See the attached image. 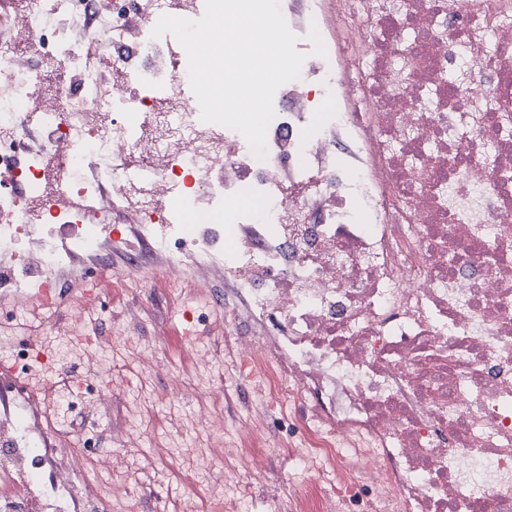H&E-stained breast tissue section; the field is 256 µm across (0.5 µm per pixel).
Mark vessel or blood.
I'll return each mask as SVG.
<instances>
[{
    "label": "vessel or blood",
    "instance_id": "vessel-or-blood-1",
    "mask_svg": "<svg viewBox=\"0 0 512 512\" xmlns=\"http://www.w3.org/2000/svg\"><path fill=\"white\" fill-rule=\"evenodd\" d=\"M108 280L62 282L38 289L18 318L0 320V380L30 398L53 437L66 441L93 435L95 442L120 449L148 463L161 455L139 435L109 434L105 397L146 381L150 367L139 361L141 344L114 338L111 350L121 367L102 368L99 344L104 338L100 307L111 296ZM175 332L182 344L195 345L223 326L221 301L181 289ZM211 486L172 497L157 494L154 512H202Z\"/></svg>",
    "mask_w": 512,
    "mask_h": 512
}]
</instances>
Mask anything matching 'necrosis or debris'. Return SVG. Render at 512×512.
Listing matches in <instances>:
<instances>
[{
  "mask_svg": "<svg viewBox=\"0 0 512 512\" xmlns=\"http://www.w3.org/2000/svg\"><path fill=\"white\" fill-rule=\"evenodd\" d=\"M0 5V252L27 277L96 254L113 214L231 283L241 343L303 410L289 462L336 475L307 512H512V0H336L284 18L306 53L257 157L203 122L187 53L151 31L204 0ZM336 37L312 54L310 27ZM26 33L33 51L17 47ZM75 82L32 101L35 51ZM110 56L104 76L97 57ZM74 196L60 212L48 201ZM277 202L271 214L231 201ZM0 512H84V448L46 445L0 385Z\"/></svg>",
  "mask_w": 512,
  "mask_h": 512,
  "instance_id": "obj_1",
  "label": "necrosis or debris"
}]
</instances>
